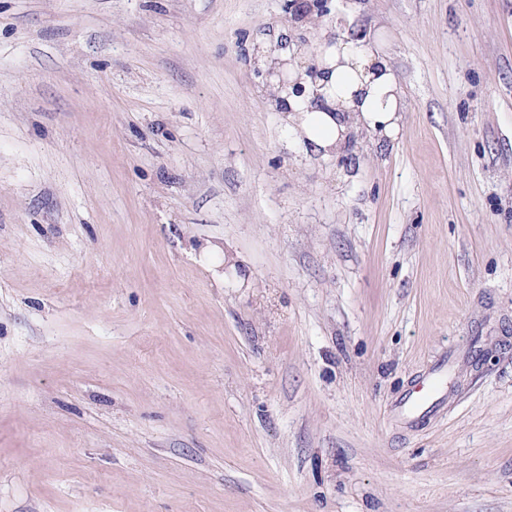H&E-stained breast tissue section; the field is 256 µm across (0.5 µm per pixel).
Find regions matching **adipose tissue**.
Segmentation results:
<instances>
[{
    "label": "adipose tissue",
    "instance_id": "1",
    "mask_svg": "<svg viewBox=\"0 0 512 512\" xmlns=\"http://www.w3.org/2000/svg\"><path fill=\"white\" fill-rule=\"evenodd\" d=\"M277 62L290 79L305 84L306 94L298 98L273 86L269 98L283 112L293 139L313 153L330 157L343 152L358 129L378 139L397 138L402 110L398 78L376 34L350 30L323 36L314 55L259 45V69ZM311 68L317 77L308 76Z\"/></svg>",
    "mask_w": 512,
    "mask_h": 512
}]
</instances>
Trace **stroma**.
<instances>
[{"label": "stroma", "instance_id": "obj_1", "mask_svg": "<svg viewBox=\"0 0 512 512\" xmlns=\"http://www.w3.org/2000/svg\"><path fill=\"white\" fill-rule=\"evenodd\" d=\"M307 2L0 0V512H512V0H331L403 113L329 158ZM448 375L443 368L434 371L414 388L401 403L399 413L413 418L440 406V394L447 384Z\"/></svg>", "mask_w": 512, "mask_h": 512}]
</instances>
